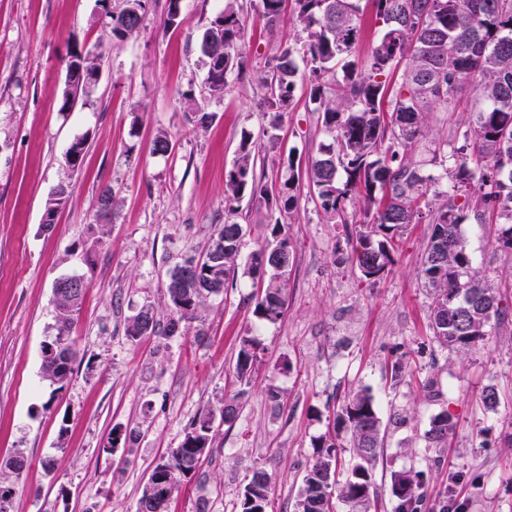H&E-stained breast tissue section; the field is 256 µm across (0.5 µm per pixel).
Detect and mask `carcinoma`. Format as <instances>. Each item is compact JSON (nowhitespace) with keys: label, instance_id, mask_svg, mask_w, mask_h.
I'll return each mask as SVG.
<instances>
[{"label":"carcinoma","instance_id":"carcinoma-1","mask_svg":"<svg viewBox=\"0 0 512 512\" xmlns=\"http://www.w3.org/2000/svg\"><path fill=\"white\" fill-rule=\"evenodd\" d=\"M286 0H261L260 17L271 25L281 16ZM376 17L386 25L369 50L367 70H358L352 57L361 42L362 17L359 0H293L295 21L305 33L302 45L310 103L333 144L319 148L309 169L310 183L326 220L349 223L347 207L356 191L365 192L366 218L371 223L359 233L353 246V261L367 278H374L393 264V237L406 224H416L429 210L433 224L421 278L433 289L431 317L433 338L444 347L468 348L486 339L485 327L508 311L500 306L495 288L478 276L463 242L461 224L468 218L478 224L490 220L501 225L499 247L512 255V0H372ZM138 28L128 7L112 16V32L125 36ZM245 25L228 0L203 35L206 57L205 83L211 92L224 91L226 77L240 67L239 43ZM342 76H337L336 66ZM298 69L294 48L285 46L274 57L265 76V111L277 122L288 109L296 89ZM475 82L478 102L463 133L464 142L452 149L449 170L455 195L432 209L426 200L427 185L409 152L426 137V115L436 109L456 108L463 85ZM297 176L290 175L280 191L271 193L256 179L254 158L242 148L225 181V194L238 201L248 194L260 196L271 224L270 240L247 258L244 273L260 281L263 294L254 315L275 321L286 304L284 290L290 258L284 218L297 209L294 193ZM465 199L460 208L455 197ZM68 189L58 187L47 203L46 226L67 202ZM243 226L227 220L205 255L186 259L170 274L167 295L170 314L166 322L149 308L128 320L126 333L132 340L148 335H172L173 322L195 318L197 310L212 295L224 292L236 280ZM84 293L56 297L64 318L51 342L63 346L55 356L42 357V369L57 390H63L73 374L77 353L68 343L72 316L80 310ZM253 344L243 340L236 361L237 380L249 384L255 366ZM339 418L351 432L355 454L339 456L336 440L320 437L313 443V462L303 478L298 512H332L325 504L334 500L366 512L373 488V469L381 443L380 420L372 398L353 397ZM213 413L204 412L188 426L179 447L157 462L150 477L174 481L194 472L211 444ZM453 429L443 413L432 421L427 439L432 444L447 441ZM14 480L0 482V496L15 495L17 479L28 468V458L17 452L5 462ZM347 470L340 484L337 468ZM397 498L394 512H420L425 500L422 481L399 473L393 482ZM271 494V479L254 470L241 501V512H265ZM170 495L142 494L137 509L166 512Z\"/></svg>","mask_w":512,"mask_h":512}]
</instances>
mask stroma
I'll return each mask as SVG.
<instances>
[{
    "label": "stroma",
    "mask_w": 512,
    "mask_h": 512,
    "mask_svg": "<svg viewBox=\"0 0 512 512\" xmlns=\"http://www.w3.org/2000/svg\"><path fill=\"white\" fill-rule=\"evenodd\" d=\"M225 2L180 0L182 23L168 29L169 0H148L139 28L119 38L110 15L123 0H0V461L18 449L29 459L11 512H135L153 466L190 422L236 394V418L215 421L209 453L181 479L167 512H240L258 468L272 476L267 512H295L313 439L335 437L342 457L352 456L336 417L361 391L373 399L383 437L368 512H393L400 472L421 478L426 512L445 504L450 512H512V257L500 250L496 225L468 221L461 231L474 270L509 317L488 325L486 347L440 346L420 278L430 225L399 229L393 264L365 278L352 260L362 194L353 196V221L330 224L308 179L311 157L331 138L311 110L307 80L279 119L260 107L268 63L304 41L292 8L270 26L259 0H236L244 68L222 94L207 88L200 42ZM74 48L89 55L98 78L66 110ZM461 97L456 111L429 114L427 142L410 153L436 206L451 181L432 151L466 131L477 93L467 84ZM198 112L212 113V123L199 126ZM161 134L171 143L165 153L153 149ZM78 139L86 155L74 168L66 152ZM244 144L271 191L288 179L289 162L298 165L297 209L284 220L283 316L256 318L259 290L241 274L181 333L129 339L127 320L142 307L168 318L171 271L202 255L227 218L246 229L241 256L268 239L264 201L232 204L224 193ZM61 184L68 200L54 226L43 227ZM75 272L87 283L69 331L78 360L59 392L42 375L41 349L63 316L53 283ZM245 339L258 353L246 387L236 378ZM489 386L499 398L492 409L482 398ZM444 412L455 428L445 445L429 447L426 433ZM116 426L140 436L109 454Z\"/></svg>",
    "instance_id": "1"
}]
</instances>
